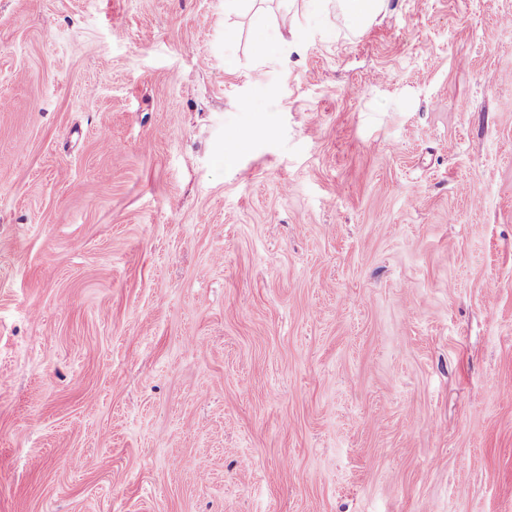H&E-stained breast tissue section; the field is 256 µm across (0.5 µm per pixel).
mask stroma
<instances>
[{"label":"stroma","mask_w":512,"mask_h":512,"mask_svg":"<svg viewBox=\"0 0 512 512\" xmlns=\"http://www.w3.org/2000/svg\"><path fill=\"white\" fill-rule=\"evenodd\" d=\"M1 99L0 512H512V0H0ZM338 4L347 15L368 18L383 9L385 0H339Z\"/></svg>","instance_id":"obj_1"}]
</instances>
